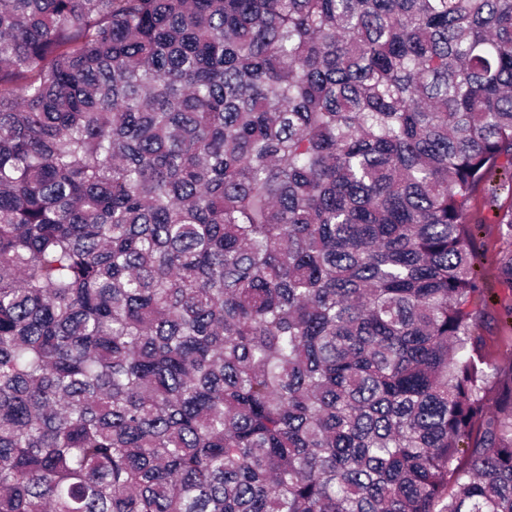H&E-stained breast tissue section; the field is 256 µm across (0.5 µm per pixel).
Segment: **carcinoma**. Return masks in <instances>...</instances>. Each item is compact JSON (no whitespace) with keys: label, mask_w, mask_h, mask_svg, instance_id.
Masks as SVG:
<instances>
[{"label":"carcinoma","mask_w":512,"mask_h":512,"mask_svg":"<svg viewBox=\"0 0 512 512\" xmlns=\"http://www.w3.org/2000/svg\"><path fill=\"white\" fill-rule=\"evenodd\" d=\"M491 171L512 0H0V512H512ZM469 217L472 222L484 224L480 235L482 249L485 255L483 264V281L486 305H483L487 325L480 331L485 336V354L492 363H503L512 359V324L507 325L493 321L490 316H495L502 304L512 303V290L502 287L496 277L495 257L502 241L498 224L495 223L494 212L488 204L487 197L482 188H479L472 196L469 208Z\"/></svg>","instance_id":"carcinoma-1"}]
</instances>
